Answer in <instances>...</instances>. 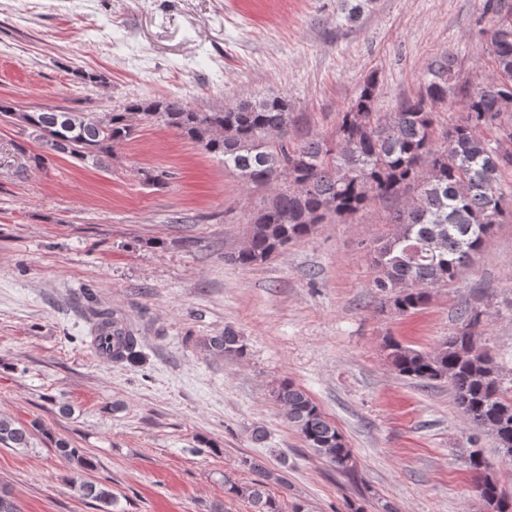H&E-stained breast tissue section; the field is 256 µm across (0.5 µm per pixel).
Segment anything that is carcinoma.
I'll use <instances>...</instances> for the list:
<instances>
[{
  "mask_svg": "<svg viewBox=\"0 0 512 512\" xmlns=\"http://www.w3.org/2000/svg\"><path fill=\"white\" fill-rule=\"evenodd\" d=\"M485 13L494 23L485 50L493 73L470 89L455 82L458 60L451 52L433 56L426 81L414 97L381 117L372 111L377 84L361 88L342 113L336 135L288 141L296 116L282 96L237 102L218 110L195 107L181 98L158 96L132 99L110 112H75L64 108L16 112L0 103V115L31 131L45 149L81 162L107 168L114 148L132 138L140 125L162 124L188 138L236 172L246 184L275 189L246 233V244L230 260L243 267L267 262L288 245L308 236L329 217L352 223L374 200L407 198L393 212L398 231L381 242L373 259L374 288L385 305L399 315L424 308L430 290L453 283L483 248L495 227L504 223L507 198L502 175L512 170V9L504 0H485ZM458 96L462 112L448 129L436 134V108ZM96 346L113 363L140 358L138 338L105 307H91ZM481 313H460L461 329L432 351L414 349L396 339L385 344L387 357L402 377L427 385L448 383L468 428L485 432L497 447L512 448V380L477 342ZM204 346L224 358L241 357L245 344L231 329L212 336ZM288 424L308 447L328 460L336 471L350 474L355 462L350 448L318 404L292 380L274 390ZM31 426L0 417V445L30 446ZM469 452L474 488L495 512H512V499L496 477L486 471L478 441ZM61 457L80 469L92 466L80 449L56 443ZM242 465L254 478L244 484L224 480V493L245 498L252 512H284L268 490L274 473L257 457ZM81 495L111 512L115 499L107 488L92 482L78 486Z\"/></svg>",
  "mask_w": 512,
  "mask_h": 512,
  "instance_id": "1",
  "label": "carcinoma"
}]
</instances>
